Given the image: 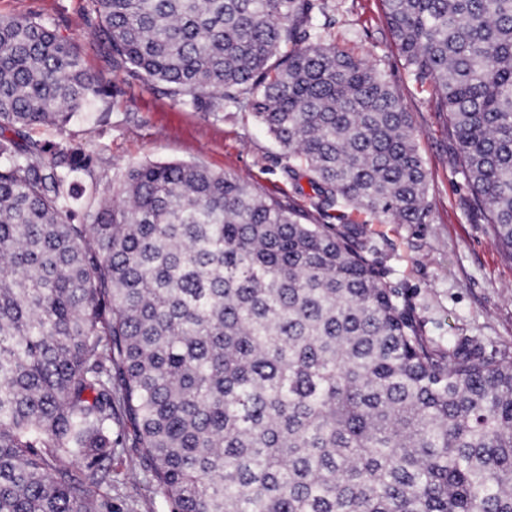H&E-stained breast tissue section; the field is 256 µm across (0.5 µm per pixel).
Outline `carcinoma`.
Listing matches in <instances>:
<instances>
[{
	"label": "carcinoma",
	"mask_w": 512,
	"mask_h": 512,
	"mask_svg": "<svg viewBox=\"0 0 512 512\" xmlns=\"http://www.w3.org/2000/svg\"><path fill=\"white\" fill-rule=\"evenodd\" d=\"M382 2L512 257V0ZM91 3L113 72L254 114L322 215L426 223L411 117L330 0ZM107 88L0 14V512H112L116 421L169 512H512V356L437 342L359 225L238 176L140 162L99 192L82 144L29 129Z\"/></svg>",
	"instance_id": "cac0c4a2"
}]
</instances>
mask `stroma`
Returning a JSON list of instances; mask_svg holds the SVG:
<instances>
[{"instance_id": "obj_1", "label": "stroma", "mask_w": 512, "mask_h": 512, "mask_svg": "<svg viewBox=\"0 0 512 512\" xmlns=\"http://www.w3.org/2000/svg\"><path fill=\"white\" fill-rule=\"evenodd\" d=\"M339 46L384 70L417 131L428 177L426 223L396 224L381 214L332 209L334 224H358L378 247L394 284L406 288L428 335L475 336L487 347L512 353V259L496 244L485 213L473 203L461 174L447 113L430 87L416 85L393 44L381 0H335ZM0 13L38 16L77 48L91 74L114 79L104 103L81 113L66 129L37 126L33 137L82 142L97 160L99 188L116 182L132 162H194L241 176L261 194L321 218L310 175H289L288 162L248 112H201L177 103L165 84L145 83L134 70H112V50L97 31L89 0H0ZM113 468L126 474L112 493L122 512H166L133 447L118 449Z\"/></svg>"}]
</instances>
